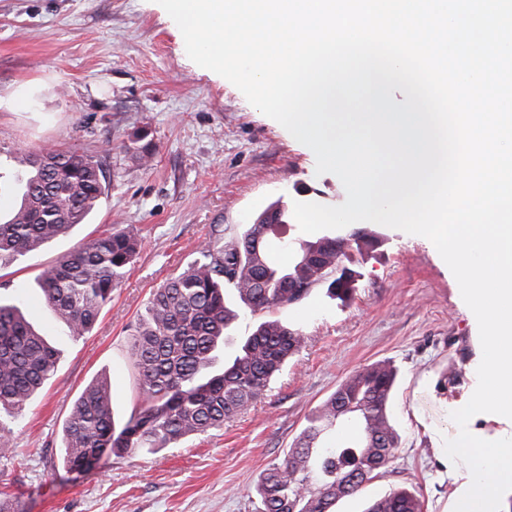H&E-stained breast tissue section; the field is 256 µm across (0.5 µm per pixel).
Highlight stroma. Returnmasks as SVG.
Returning <instances> with one entry per match:
<instances>
[{
    "mask_svg": "<svg viewBox=\"0 0 512 512\" xmlns=\"http://www.w3.org/2000/svg\"><path fill=\"white\" fill-rule=\"evenodd\" d=\"M51 146L99 158L107 189L87 223L0 267V297L59 352L49 382L5 419L12 435L0 479L18 512H258L260 474L350 372L380 360L397 370L389 417L399 446L333 512H365L396 488L415 493L424 512L456 499L455 465L423 423L469 401L478 327L433 243L380 224L377 244L349 251V303L318 286L273 310L306 342L254 408L157 453L107 451L89 470H64V421L88 383L108 380L116 424L140 402L130 329L153 288L204 243L242 235L270 205L337 206L346 191L336 175L316 173L311 149L189 59L157 0H0V166ZM144 151L149 161H140ZM110 225L135 227L143 248L92 332L75 339L35 281Z\"/></svg>",
    "mask_w": 512,
    "mask_h": 512,
    "instance_id": "1",
    "label": "stroma"
}]
</instances>
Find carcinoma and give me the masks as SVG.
Returning a JSON list of instances; mask_svg holds the SVG:
<instances>
[{
	"mask_svg": "<svg viewBox=\"0 0 512 512\" xmlns=\"http://www.w3.org/2000/svg\"><path fill=\"white\" fill-rule=\"evenodd\" d=\"M13 161L24 191L12 217L0 222V262L84 223L106 189L101 161L84 152L45 150ZM285 234L283 220L254 223L241 237L201 246L199 258L154 289L129 347L141 375L140 405L118 430L107 381L89 385L64 422L66 469L83 468L107 450L118 457L158 452L224 426L260 400L301 349L304 335L278 320L261 321L240 341L232 361L218 367L226 331L237 317L225 290L234 289L253 314L298 303L317 285L342 302L353 294V271L343 265L347 252L336 254L334 237L297 239L281 263L273 245ZM140 248L134 228L109 229L41 273V296L70 336L92 331ZM57 361L56 349L19 307L0 298V413H19L54 375ZM396 375L390 362L379 361L345 377L308 417L283 461L260 476L262 512H332L389 464L398 442L388 413ZM365 512H422V504L412 492L395 489Z\"/></svg>",
	"mask_w": 512,
	"mask_h": 512,
	"instance_id": "carcinoma-1",
	"label": "carcinoma"
}]
</instances>
